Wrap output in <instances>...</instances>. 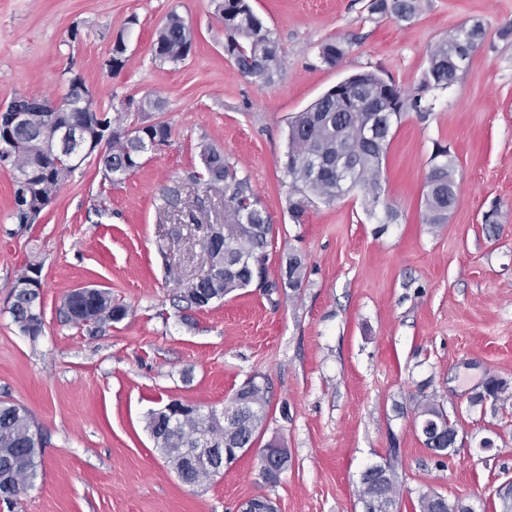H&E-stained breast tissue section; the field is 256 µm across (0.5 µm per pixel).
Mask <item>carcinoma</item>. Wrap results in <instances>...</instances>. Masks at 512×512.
I'll list each match as a JSON object with an SVG mask.
<instances>
[{
  "label": "carcinoma",
  "mask_w": 512,
  "mask_h": 512,
  "mask_svg": "<svg viewBox=\"0 0 512 512\" xmlns=\"http://www.w3.org/2000/svg\"><path fill=\"white\" fill-rule=\"evenodd\" d=\"M421 0H371L370 14L389 17L397 21H410L420 10ZM218 12L224 23V52L233 59L238 71L262 85L273 79L278 64V43L271 30L254 12L249 0H221ZM484 30L478 23L463 25L452 32L448 40L436 44L429 52V65L418 87L404 92L392 81L375 72L357 73L352 79L338 84L320 96L288 122V150L286 170L291 178L289 210L293 221H304L306 208L316 197L326 203L334 202L348 191L358 188L365 198L377 207L381 198V170L394 127L402 115L413 111L424 118L430 111L423 94L431 90H446L459 78L469 63L471 51L482 40ZM191 29L175 13L168 15L158 29L153 44L154 56L162 62L177 63L185 60L193 50ZM344 55L341 44L327 43L321 52L322 61L336 64ZM105 112H36L26 129L0 127V164L12 163L17 155L29 176L26 189L14 184V217L19 224H31L48 206L63 184L76 171V167L63 155H52L45 150L44 137L57 124L78 123L86 138L95 139L101 132ZM384 125L386 135L375 143L360 141L359 131L370 125ZM121 121H112V140L105 151L112 159L100 162L112 180L124 171L140 166L149 148L168 143L171 130L163 122L140 126L141 136L135 141H122L118 131ZM203 167L191 175L192 181L205 179L224 181L230 194L224 200V241L214 243L206 239L208 258L215 273L204 284L188 286L181 291L178 301L185 309H204L237 290L255 284H265L267 251L272 225L259 198L253 193L248 180L237 172L224 153L209 144L201 146ZM352 163L349 184L343 186L336 177V164L343 159ZM453 159L448 149L440 147L430 160L425 176L422 197V221L425 224H445L448 211L456 202L453 177ZM284 284L298 288L305 277L302 258L290 254L281 268ZM9 313L19 330L32 338L42 332L43 313L40 290H23L13 296ZM64 322L94 325L98 329L107 322H119L128 315L121 303L112 302V296L103 289L82 297L76 302L64 300ZM266 388L251 378L233 395L224 410L234 412L229 421H221L213 411L201 412L185 405L178 416L181 428L170 430L167 423L149 412L146 428L158 448H190L195 436L224 435L231 448H250L263 428L267 417ZM419 421L434 428L432 439L423 445L442 452L455 446L456 422L435 402L420 405ZM33 428L28 412L13 403L0 401V494L4 501L16 500V483H33L42 466V441H33L28 431ZM397 449H390L391 461L367 468L360 482L359 502L364 512H393L397 490L394 482L392 459ZM288 468V451L279 459L268 455L261 463V477L274 483L279 473ZM419 512H468L458 503H450L436 493L424 494L418 503Z\"/></svg>",
  "instance_id": "1"
}]
</instances>
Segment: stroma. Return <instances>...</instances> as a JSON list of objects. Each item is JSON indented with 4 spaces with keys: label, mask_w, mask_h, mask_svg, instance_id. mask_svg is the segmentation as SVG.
Listing matches in <instances>:
<instances>
[{
    "label": "stroma",
    "mask_w": 512,
    "mask_h": 512,
    "mask_svg": "<svg viewBox=\"0 0 512 512\" xmlns=\"http://www.w3.org/2000/svg\"><path fill=\"white\" fill-rule=\"evenodd\" d=\"M219 0H0V105L61 100L80 74L97 107L134 123L162 121L168 145L111 182L88 158L34 224L12 217L13 170L0 167V400L26 408L44 435L32 487L0 512H241L264 496L277 512H362L360 477L395 460L399 512L437 493L469 512H500L512 481V397L484 398L489 378L512 390V0H423L408 22L370 15V0H251L279 44L271 83L245 78L224 52ZM195 38L179 63L151 47L170 13ZM485 35L457 82L429 93L426 118L405 114L382 172V206L360 190L313 199L304 223L288 209L284 167L292 116L350 74L371 70L413 91L430 49L459 26ZM122 69L104 61L116 37ZM340 42L327 65L322 45ZM148 95L164 106L128 110ZM248 178L273 226L267 287L203 310L174 304L206 268L205 239L161 212L179 187L201 224L224 221V186L191 176L201 143ZM455 160L447 223L424 224L430 159ZM396 216L387 219L386 208ZM306 275L285 287L287 254ZM41 267L43 332H20L12 287ZM92 285L127 306L99 331L63 323L70 290ZM268 413L249 451L221 476L184 484L156 447L146 416L170 400L220 410L250 377ZM457 423L435 453L415 429L424 400ZM277 439L290 462L264 482L259 457Z\"/></svg>",
    "instance_id": "35a3bbf8"
}]
</instances>
